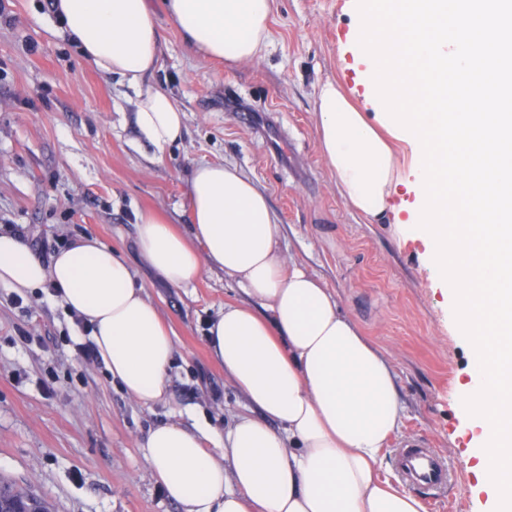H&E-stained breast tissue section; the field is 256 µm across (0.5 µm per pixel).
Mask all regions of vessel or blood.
Instances as JSON below:
<instances>
[{
    "mask_svg": "<svg viewBox=\"0 0 512 512\" xmlns=\"http://www.w3.org/2000/svg\"><path fill=\"white\" fill-rule=\"evenodd\" d=\"M396 461L401 480L412 486L441 490L457 479L456 467L422 442L405 443L397 449Z\"/></svg>",
    "mask_w": 512,
    "mask_h": 512,
    "instance_id": "vessel-or-blood-1",
    "label": "vessel or blood"
}]
</instances>
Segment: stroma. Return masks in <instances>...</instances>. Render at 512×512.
<instances>
[{"instance_id":"obj_1","label":"stroma","mask_w":512,"mask_h":512,"mask_svg":"<svg viewBox=\"0 0 512 512\" xmlns=\"http://www.w3.org/2000/svg\"><path fill=\"white\" fill-rule=\"evenodd\" d=\"M161 40L150 80L186 114L182 141L155 158L140 143L131 92L85 62L46 0H7L0 14V231L19 234L43 261L94 237L122 254L175 333L164 398L133 400L105 366L82 362L88 333L50 289L16 296L0 286V485L48 512H182L150 470L144 443L177 421L216 437L249 413L207 341L208 322L247 296L223 270L166 285L141 260L136 215L157 211L189 230L186 179L201 162L237 166L268 197L289 260L334 294L340 310L394 366L399 429L383 450L422 440L459 467L455 486L421 500L483 512L486 495L465 458L475 436L462 408L471 362L453 299L424 240L348 209L325 165L314 120L319 84H342L360 112L378 107L358 82L354 0H275L261 57L233 71L190 54L152 0Z\"/></svg>"}]
</instances>
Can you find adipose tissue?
Here are the masks:
<instances>
[{
    "instance_id": "ef3b65f1",
    "label": "adipose tissue",
    "mask_w": 512,
    "mask_h": 512,
    "mask_svg": "<svg viewBox=\"0 0 512 512\" xmlns=\"http://www.w3.org/2000/svg\"><path fill=\"white\" fill-rule=\"evenodd\" d=\"M272 0H163L169 23L194 55L230 66L254 61L269 37ZM82 56L132 92L141 141L156 154L183 137L185 114L150 82L160 37L149 0H55ZM322 154L345 204L380 221L400 215L392 198L410 174L333 80L314 109ZM191 228L137 216L144 263L166 284L188 287L210 268L237 279L246 304H225L208 328L225 377L260 418L239 416L221 454L204 432L154 426L146 460L183 512H423L421 500L381 480L379 461L401 419L391 362L333 293L280 246L265 193L236 166L199 163L187 181ZM52 285L83 319L104 366L138 403L163 399L174 333L127 260L86 237L50 261L0 233V285L21 293Z\"/></svg>"
}]
</instances>
